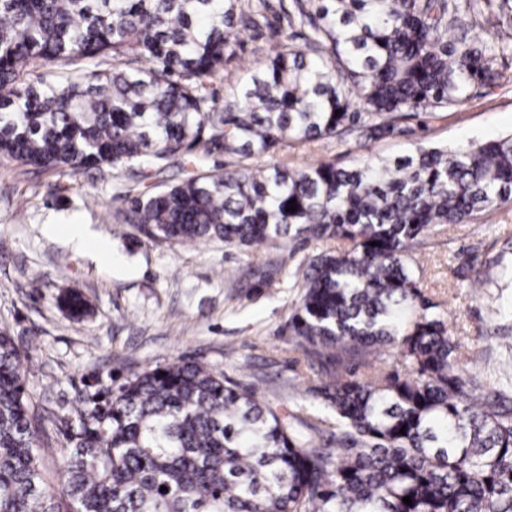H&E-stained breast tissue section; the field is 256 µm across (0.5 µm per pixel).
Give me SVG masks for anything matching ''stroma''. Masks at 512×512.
Wrapping results in <instances>:
<instances>
[{
  "instance_id": "obj_1",
  "label": "stroma",
  "mask_w": 512,
  "mask_h": 512,
  "mask_svg": "<svg viewBox=\"0 0 512 512\" xmlns=\"http://www.w3.org/2000/svg\"><path fill=\"white\" fill-rule=\"evenodd\" d=\"M259 28L245 30L235 58L214 84L216 93L245 78L265 57L273 33L291 35L283 9L291 0H268ZM498 7L461 13L471 35L495 46L497 87H474L459 106L424 117L410 137L361 146L346 136L295 144L276 157L248 159L215 153L192 165L169 161L148 178L125 168L86 169L50 175L0 160V331L26 354L28 393L39 411L56 418L72 414L84 383L121 384L131 374L194 360L274 407L316 416L311 395L318 378L310 370L288 319L297 305L294 273L322 250L316 241H274L247 250L218 239L180 244L151 241L121 214L129 198L185 179L196 169L291 168L367 156L405 155L414 143L456 146L512 133V28L499 26ZM87 225L92 240L110 252L75 250L69 225ZM512 236V204L436 234L417 252L424 295L438 302L448 330L460 345L462 363L494 384L512 363V333L501 318L465 288L462 275L479 269L493 275L495 260ZM272 285H264L266 274ZM88 301L77 320L60 305L64 292Z\"/></svg>"
}]
</instances>
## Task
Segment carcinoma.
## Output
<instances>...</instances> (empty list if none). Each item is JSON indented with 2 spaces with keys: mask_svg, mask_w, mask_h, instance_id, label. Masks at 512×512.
Returning <instances> with one entry per match:
<instances>
[{
  "mask_svg": "<svg viewBox=\"0 0 512 512\" xmlns=\"http://www.w3.org/2000/svg\"><path fill=\"white\" fill-rule=\"evenodd\" d=\"M484 5L291 0L285 16L305 28L304 44L274 34L220 103L210 84L266 0H0V159L59 175L160 170L215 150L249 158L343 135L365 146L405 136L407 119L495 85L494 49L449 36L462 10ZM130 55L138 66H126ZM48 64L60 72L40 73ZM507 203L512 135L349 166H246L128 200L125 222L152 241L330 244L305 262L288 330L317 362L312 395L335 421L279 411L196 361L116 388L88 383L74 414L54 422L56 495L24 353L1 331L0 512H512V391L459 364L415 268L429 237ZM464 280L509 290L512 265ZM61 303L87 313L78 293ZM383 346L404 372L377 367Z\"/></svg>",
  "mask_w": 512,
  "mask_h": 512,
  "instance_id": "obj_1",
  "label": "carcinoma"
}]
</instances>
